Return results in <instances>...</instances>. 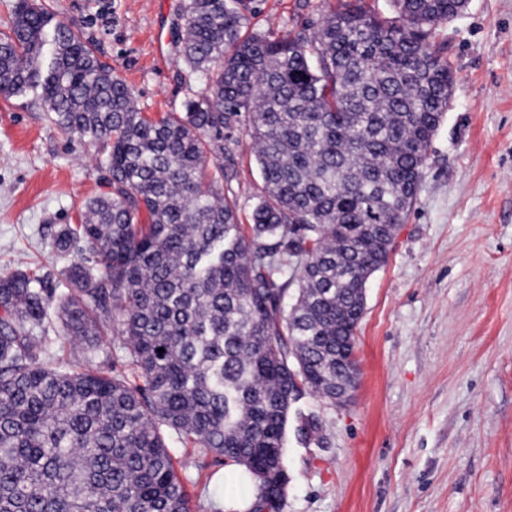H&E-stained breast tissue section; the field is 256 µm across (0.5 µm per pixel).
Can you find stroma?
<instances>
[{
	"mask_svg": "<svg viewBox=\"0 0 512 512\" xmlns=\"http://www.w3.org/2000/svg\"><path fill=\"white\" fill-rule=\"evenodd\" d=\"M83 33L152 118L203 82L182 53L184 0H42ZM323 0H261L249 29L319 20ZM431 41L454 73L417 202L370 278L355 331L358 386L318 412L321 444L287 430L283 512H512V0H468ZM224 195L251 221L263 182L248 124L224 142ZM94 148L50 126L34 94L0 97V272L66 288L53 247L105 189ZM180 470L191 512H241L250 487L196 452Z\"/></svg>",
	"mask_w": 512,
	"mask_h": 512,
	"instance_id": "35a3bbf8",
	"label": "stroma"
}]
</instances>
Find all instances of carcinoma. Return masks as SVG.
<instances>
[{
  "label": "carcinoma",
  "instance_id": "cac0c4a2",
  "mask_svg": "<svg viewBox=\"0 0 512 512\" xmlns=\"http://www.w3.org/2000/svg\"><path fill=\"white\" fill-rule=\"evenodd\" d=\"M460 0L328 6L283 37L247 34L257 0H188L204 80L151 118L96 49L36 0L0 25V95L32 92L97 149L108 192L53 235L67 291L0 274V512H190L172 441L237 467L245 512H282L288 417L334 407L362 288L413 208L453 73L430 43ZM247 116L263 189L252 223L223 195L224 131ZM121 339L132 376L89 360ZM87 363L43 362L53 335ZM164 352H158V349ZM297 435L322 421L298 412Z\"/></svg>",
  "mask_w": 512,
  "mask_h": 512
}]
</instances>
